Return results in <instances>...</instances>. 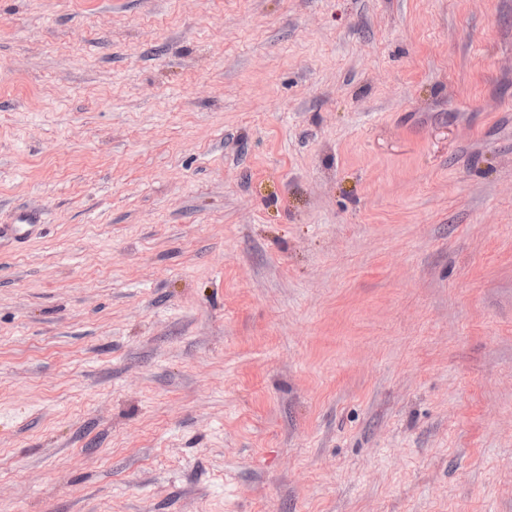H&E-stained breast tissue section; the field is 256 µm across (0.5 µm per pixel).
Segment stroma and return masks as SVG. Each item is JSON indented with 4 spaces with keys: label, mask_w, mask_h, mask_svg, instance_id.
<instances>
[{
    "label": "stroma",
    "mask_w": 512,
    "mask_h": 512,
    "mask_svg": "<svg viewBox=\"0 0 512 512\" xmlns=\"http://www.w3.org/2000/svg\"><path fill=\"white\" fill-rule=\"evenodd\" d=\"M0 512H512V0H0ZM38 222V217L29 212H20L14 224H2L0 225V238L3 236H10L14 239H24L30 231L32 224Z\"/></svg>",
    "instance_id": "stroma-1"
}]
</instances>
